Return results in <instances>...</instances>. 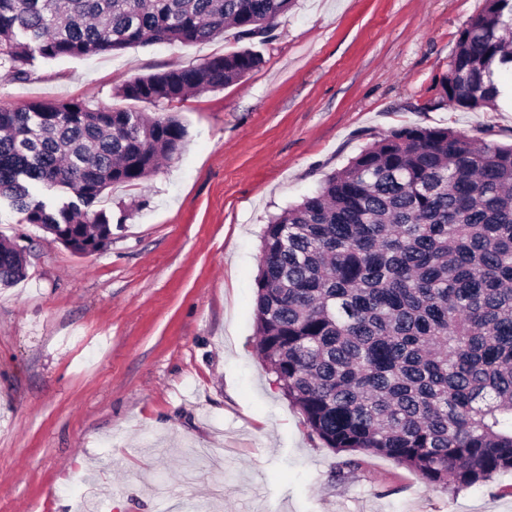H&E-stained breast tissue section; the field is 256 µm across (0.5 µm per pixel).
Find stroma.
Returning a JSON list of instances; mask_svg holds the SVG:
<instances>
[{"label": "stroma", "instance_id": "35a3bbf8", "mask_svg": "<svg viewBox=\"0 0 512 512\" xmlns=\"http://www.w3.org/2000/svg\"><path fill=\"white\" fill-rule=\"evenodd\" d=\"M484 0H296L265 39L39 58L0 108L77 100L149 111L118 87L252 48L241 82L178 104L185 147L101 202L112 240L80 255L0 203L26 276L0 286V512H512V474L432 487L335 452L269 373L254 333L271 215L377 136L450 127L512 143V109L431 108Z\"/></svg>", "mask_w": 512, "mask_h": 512}]
</instances>
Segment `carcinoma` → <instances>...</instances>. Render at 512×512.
I'll list each match as a JSON object with an SVG mask.
<instances>
[{"label": "carcinoma", "mask_w": 512, "mask_h": 512, "mask_svg": "<svg viewBox=\"0 0 512 512\" xmlns=\"http://www.w3.org/2000/svg\"><path fill=\"white\" fill-rule=\"evenodd\" d=\"M294 0H0V70L36 58L197 43L235 29L264 38ZM512 0H485L460 32L445 104L512 101ZM246 48L138 78L121 97L165 113L35 101L0 108V199L76 253L112 237L106 189L138 186L182 153L175 105L259 67ZM39 182L73 193L58 207ZM0 242V284L25 276ZM256 336L274 382L324 445L368 451L429 486L470 487L512 473V145L451 128L404 126L365 147L313 196L266 224Z\"/></svg>", "instance_id": "carcinoma-1"}]
</instances>
